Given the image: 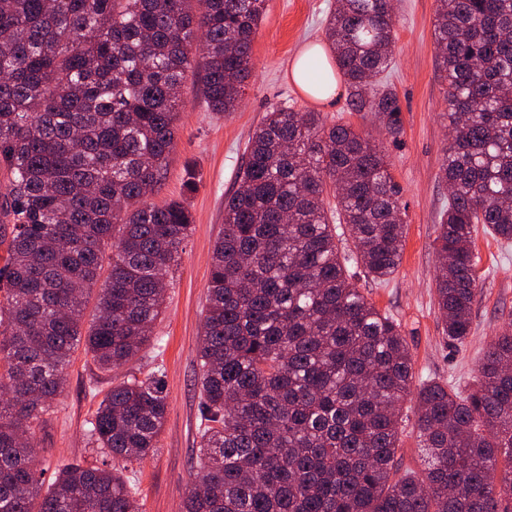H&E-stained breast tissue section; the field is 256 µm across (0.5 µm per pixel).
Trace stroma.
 Here are the masks:
<instances>
[{
	"instance_id": "35a3bbf8",
	"label": "stroma",
	"mask_w": 512,
	"mask_h": 512,
	"mask_svg": "<svg viewBox=\"0 0 512 512\" xmlns=\"http://www.w3.org/2000/svg\"><path fill=\"white\" fill-rule=\"evenodd\" d=\"M335 6L336 0H266L252 43L254 72L235 111L217 115L207 109L203 62H196L188 72L167 178L152 197L157 204L183 201L194 221L173 272L166 312L155 329L162 348L146 349L141 361L109 373L98 370L84 351L74 353L58 408L40 425L35 438L45 481L53 480L60 463L90 460L86 422L114 380L136 372L148 374L160 359L166 367L169 411L156 455L134 478L142 512H180L185 492L196 478L201 430L198 349L212 249L224 227V196L237 187L236 173L253 129L276 105L323 113L383 144L401 188L402 261L389 282L362 277L358 286L377 309L400 323L416 382L445 380L459 389L471 385L483 348L512 316V245L478 233L475 252L482 296L472 313L469 340L449 346L435 301L436 237L448 203V186L439 166L451 135L433 37L438 2L393 0L394 53L384 76L401 108V131L396 137L373 113L351 111L346 82H339L335 97L324 102L308 95L291 76L301 50L324 43L325 22Z\"/></svg>"
}]
</instances>
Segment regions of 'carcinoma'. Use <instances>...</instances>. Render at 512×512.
Instances as JSON below:
<instances>
[{
    "label": "carcinoma",
    "mask_w": 512,
    "mask_h": 512,
    "mask_svg": "<svg viewBox=\"0 0 512 512\" xmlns=\"http://www.w3.org/2000/svg\"><path fill=\"white\" fill-rule=\"evenodd\" d=\"M264 7L0 0V512H137L125 471L156 454L163 364L112 383L88 421L112 467L64 464L47 484L35 432L78 347L110 373L157 346L193 223L181 201L148 202L167 178L182 83L199 45L208 110L234 111ZM433 31L453 128L436 302L448 343L462 344L481 294L475 235L512 242V0H439ZM325 37L352 110L397 137L398 97L377 84L392 60V0H336ZM304 79L317 96L332 89L318 56ZM245 154L212 250L197 480L182 512H512V323L467 390L416 385L399 322L350 274L385 283L401 263L385 147L321 112L276 107ZM407 401L428 451L420 474L398 460Z\"/></svg>",
    "instance_id": "carcinoma-1"
}]
</instances>
